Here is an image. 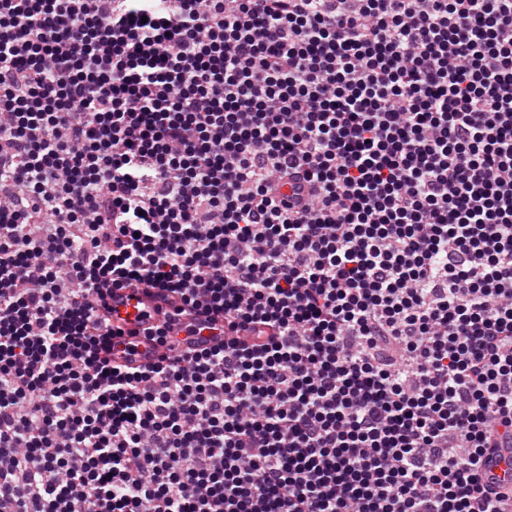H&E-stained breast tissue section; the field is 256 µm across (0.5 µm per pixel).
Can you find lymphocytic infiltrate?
Masks as SVG:
<instances>
[{
    "label": "lymphocytic infiltrate",
    "mask_w": 512,
    "mask_h": 512,
    "mask_svg": "<svg viewBox=\"0 0 512 512\" xmlns=\"http://www.w3.org/2000/svg\"><path fill=\"white\" fill-rule=\"evenodd\" d=\"M507 444L512 0H0V512H512ZM143 289L141 285L136 284L126 288L113 289L109 303L114 307H118L122 316L129 314L132 319H135L140 312L136 308L138 300L128 299L131 294H136V296L140 298V301L145 304L147 310L151 312L156 322L165 319L164 312H174V303L172 300L169 302L163 301L157 290H148L147 293L151 294L148 296ZM158 308H160V312H158ZM512 448H499L487 463L486 476L491 479L503 480L511 477Z\"/></svg>",
    "instance_id": "obj_1"
}]
</instances>
